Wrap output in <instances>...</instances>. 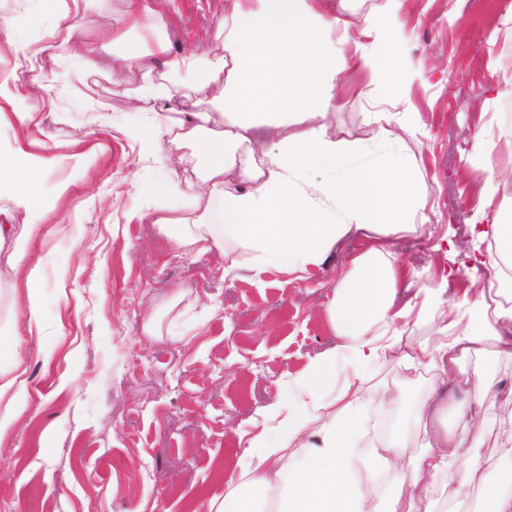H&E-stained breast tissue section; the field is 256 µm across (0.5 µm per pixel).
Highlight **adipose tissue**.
<instances>
[{"mask_svg": "<svg viewBox=\"0 0 512 512\" xmlns=\"http://www.w3.org/2000/svg\"><path fill=\"white\" fill-rule=\"evenodd\" d=\"M228 0L213 49L215 64L202 65L196 54L170 59L158 71L157 57L167 44L147 49L129 40L128 31L158 28L162 14L156 0H128L124 30L112 34V56L105 59L93 43L83 46L91 65L119 78L126 62H134L142 84L138 98L173 100L168 75L187 71L198 82L223 90L216 112H180L172 117L146 112L121 132L158 157L164 141L191 144L205 157L201 172L170 169L164 178L138 185L140 195L155 201L153 221L175 248L224 254L225 274L242 267L255 273L276 271L292 280L305 279L348 237L365 247L348 260L336 283L328 312L338 339L315 358L292 383L294 404L276 402L265 411L266 427L250 437L246 466L227 484L224 498L209 512H371L375 495L363 486L361 471L394 470V501H407L412 512H434L438 486L479 485L478 512H512V468L498 483L484 481L480 443L474 434L480 394L489 392L480 359L488 342L512 357V336L499 323L512 321V291L492 277L475 295L463 294L453 311L439 308L432 296L401 298V288H414L417 274L395 250L404 234L424 230L420 212L430 186L415 155L390 151L373 157L355 154L336 140L329 122L331 88L351 71L369 74L362 90L373 98L375 85L399 87L408 74L401 53L403 34L390 19L404 0H385L363 25L349 15L356 0ZM25 87L0 82V125L27 128L37 116L22 102L42 87L44 66L39 50L24 53L20 63ZM374 142L389 144L397 129H423L420 113L404 125L386 108L365 112ZM48 159L12 149L0 161V190L23 212V234L0 223V244L12 241L6 264L24 274L27 304L23 318L29 330H41L40 267L29 264V244L38 236L50 209L41 183ZM321 179H313V172ZM476 194L479 210L494 209L490 223L471 225L478 239L493 243L498 256L512 266V196L497 197L493 167H486ZM224 203L223 223H214L216 201ZM437 324L439 338L428 344L406 338L403 323ZM397 354L411 368L437 381L414 407L416 431L424 449L404 461V437L380 449L363 451L359 441L373 407L402 400L400 389L368 393L367 386L383 358ZM352 373L337 380V364ZM22 344L15 328L0 326V438L9 431L26 395ZM452 416L453 425L443 422ZM317 432L320 442L308 436Z\"/></svg>", "mask_w": 512, "mask_h": 512, "instance_id": "1", "label": "adipose tissue"}]
</instances>
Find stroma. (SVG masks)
<instances>
[{"mask_svg": "<svg viewBox=\"0 0 512 512\" xmlns=\"http://www.w3.org/2000/svg\"><path fill=\"white\" fill-rule=\"evenodd\" d=\"M224 0H175L164 13L177 28L169 55L204 54L213 13ZM83 24L69 50L44 55L47 79L27 104L43 114L39 127H0V148L22 144L51 159L42 192L52 209L35 255L41 268V335L23 336L27 400L0 439V512H208L247 460V440L266 406L291 402L287 385L317 353L333 347L327 307L336 281L361 242L341 243L309 279L288 282L240 269L224 276V256L177 250L158 225L137 220L147 200L135 185L164 175L117 130L101 132L104 152L86 160L82 186L55 199L70 171L69 154L90 144V109L109 104L118 119L157 111L124 85L90 68L80 48L110 46L126 0H77ZM512 0H406L394 19L405 33L402 52L412 77L395 97L399 117L418 112L425 129L395 147L421 159L433 191L423 236L396 240L400 258L434 287L450 280L443 307L452 310L458 282L483 284L469 224L476 221L473 187L486 166L505 170L501 191L512 195ZM54 25L41 0H0V79L20 77L25 45L47 42ZM367 74L352 71L333 87L330 122L337 138L364 141L370 130L360 91ZM492 126L486 151L474 147L479 122ZM187 296L171 305L175 289ZM155 318L158 335L144 332ZM489 377L501 394L486 398L478 432L482 469L495 481L502 463L503 416L512 410V358L489 354ZM430 374L388 356L374 384L400 387L402 402L373 409L363 446L395 432L408 435L405 457L420 451L409 423Z\"/></svg>", "mask_w": 512, "mask_h": 512, "instance_id": "stroma-1", "label": "stroma"}]
</instances>
